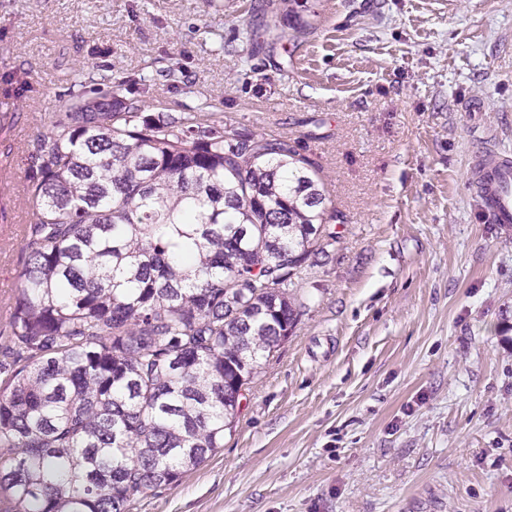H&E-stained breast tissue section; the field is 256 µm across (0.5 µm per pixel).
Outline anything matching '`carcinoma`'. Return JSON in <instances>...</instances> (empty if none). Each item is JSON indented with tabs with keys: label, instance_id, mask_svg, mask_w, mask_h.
<instances>
[{
	"label": "carcinoma",
	"instance_id": "carcinoma-1",
	"mask_svg": "<svg viewBox=\"0 0 512 512\" xmlns=\"http://www.w3.org/2000/svg\"><path fill=\"white\" fill-rule=\"evenodd\" d=\"M91 92L27 155V260L0 327V512H129L224 447L241 387L336 243L312 163L209 112Z\"/></svg>",
	"mask_w": 512,
	"mask_h": 512
}]
</instances>
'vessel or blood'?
Here are the masks:
<instances>
[{
	"label": "vessel or blood",
	"mask_w": 512,
	"mask_h": 512,
	"mask_svg": "<svg viewBox=\"0 0 512 512\" xmlns=\"http://www.w3.org/2000/svg\"><path fill=\"white\" fill-rule=\"evenodd\" d=\"M471 185L489 223L512 229V155L483 154L473 166Z\"/></svg>",
	"instance_id": "vessel-or-blood-1"
}]
</instances>
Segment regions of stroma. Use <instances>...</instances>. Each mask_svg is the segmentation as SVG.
Here are the masks:
<instances>
[{
    "label": "stroma",
    "mask_w": 512,
    "mask_h": 512,
    "mask_svg": "<svg viewBox=\"0 0 512 512\" xmlns=\"http://www.w3.org/2000/svg\"><path fill=\"white\" fill-rule=\"evenodd\" d=\"M303 17L280 39L268 0H0V282L25 259V155L83 65L146 111L288 140L337 240L223 448L130 512H512V232L469 186L486 150L512 152V0H308Z\"/></svg>",
    "instance_id": "1"
}]
</instances>
